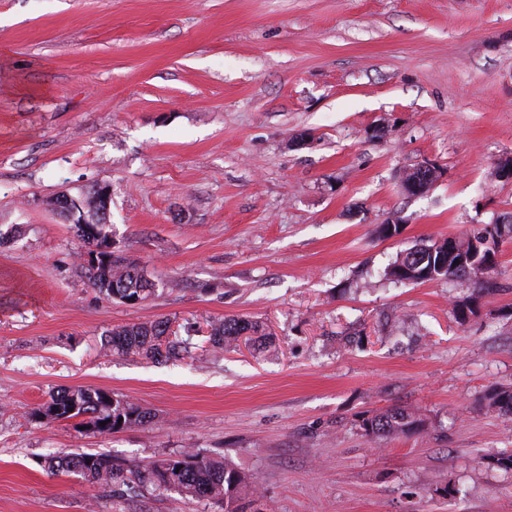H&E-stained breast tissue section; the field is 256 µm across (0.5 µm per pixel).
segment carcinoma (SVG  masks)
<instances>
[{
	"label": "carcinoma",
	"mask_w": 512,
	"mask_h": 512,
	"mask_svg": "<svg viewBox=\"0 0 512 512\" xmlns=\"http://www.w3.org/2000/svg\"><path fill=\"white\" fill-rule=\"evenodd\" d=\"M97 190L87 191L76 213L65 215L73 220L78 236L89 247L99 249L107 258L99 266H84L93 287L108 299H118L134 305L149 291V281L141 274L137 264L128 258L108 251L111 239L104 230L107 224L103 205L97 203ZM490 236L493 243L512 239V215L500 224H486L474 234L459 238L450 250L433 241L401 253L389 265L386 276L395 281L425 282L445 278L454 280L473 276V272L458 263L463 255L472 253V239ZM169 326L165 320L135 323L112 329L102 343L106 351L135 354L152 361L177 359L189 353L188 342L167 338ZM252 333L263 335L262 327L245 318H225L210 325L212 346L227 348L240 336ZM488 406L512 420V387L501 388L486 397ZM31 416L65 421L81 418L78 426L89 433L110 434L124 428L144 424L151 419L150 412L137 403L109 392L91 388H67L50 396V400L35 408ZM423 426V419L404 408H393L371 418H364L360 428L368 438L395 437L410 433ZM45 468L52 474H78L92 485H122L136 495L145 491L163 492L175 489L188 496L202 499L224 512H244L241 501L257 495L256 482L238 471L228 461L207 452L187 449L177 455L158 458L146 465L123 467L113 458L73 448L61 455L43 457ZM487 463L512 471V449L504 448L487 456ZM175 482L169 487V482Z\"/></svg>",
	"instance_id": "cac0c4a2"
}]
</instances>
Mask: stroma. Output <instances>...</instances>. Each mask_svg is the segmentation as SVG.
<instances>
[{
    "label": "stroma",
    "instance_id": "stroma-1",
    "mask_svg": "<svg viewBox=\"0 0 512 512\" xmlns=\"http://www.w3.org/2000/svg\"><path fill=\"white\" fill-rule=\"evenodd\" d=\"M510 156L512 0H0V512H219L40 466L72 448L217 454L270 512H512V472L485 461L512 448L485 400L512 387V240L483 295L385 275L512 214L492 175ZM426 164L436 182L408 195ZM95 185L114 254L154 285L139 304L100 296L51 206ZM240 316L270 339L213 347L211 321ZM158 319L185 359L103 351ZM80 386L153 418L98 435L32 417ZM399 406L425 428L364 436Z\"/></svg>",
    "mask_w": 512,
    "mask_h": 512
}]
</instances>
